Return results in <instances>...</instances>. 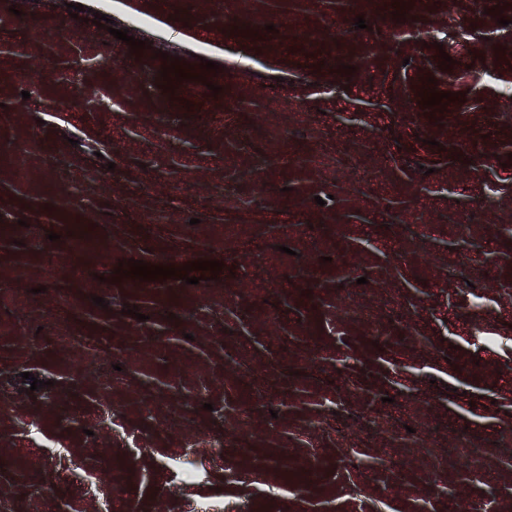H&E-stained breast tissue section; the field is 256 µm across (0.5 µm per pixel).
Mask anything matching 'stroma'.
Masks as SVG:
<instances>
[{
  "mask_svg": "<svg viewBox=\"0 0 512 512\" xmlns=\"http://www.w3.org/2000/svg\"><path fill=\"white\" fill-rule=\"evenodd\" d=\"M105 14L0 0V512H512V0Z\"/></svg>",
  "mask_w": 512,
  "mask_h": 512,
  "instance_id": "35a3bbf8",
  "label": "stroma"
}]
</instances>
